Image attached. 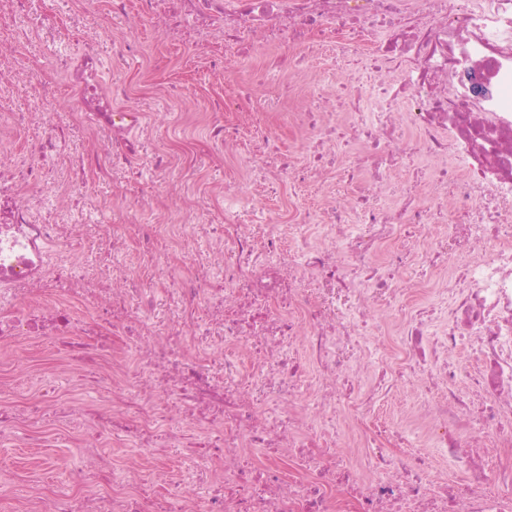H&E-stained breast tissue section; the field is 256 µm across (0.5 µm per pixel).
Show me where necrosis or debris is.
<instances>
[{
  "label": "necrosis or debris",
  "mask_w": 512,
  "mask_h": 512,
  "mask_svg": "<svg viewBox=\"0 0 512 512\" xmlns=\"http://www.w3.org/2000/svg\"><path fill=\"white\" fill-rule=\"evenodd\" d=\"M41 2L0 0V21L43 37L55 13ZM136 21L161 23L165 41L223 43L218 71L249 44L258 85L269 48L315 59L334 38L352 111L336 125L312 76L276 88L307 102L283 114L302 132V169L273 166L276 137L240 97L217 103L242 118L212 125L225 163L266 174L225 185L217 196L236 207L213 224L208 259L160 289L129 267L81 274L84 228L61 216L87 183L43 181L67 145L49 111L16 113L15 126L49 131L25 152L0 131V349L75 336L82 385L112 384L107 401L44 383L23 411L0 404L1 439L38 444V423L74 411L93 427L76 469L83 494L30 485L20 512H512V0H141ZM63 66L71 99L111 135L84 166L106 180L115 165L151 162L159 179L130 210L169 203L181 221L140 226L138 243L168 235L193 258L187 228L217 196H186L167 171L194 176L197 140L173 134L145 156L133 134L149 116L129 89L99 82L97 53ZM244 124L256 142L246 157ZM340 151L356 159V196L311 220L292 188ZM422 157L429 168L403 201L379 206ZM268 195L282 206L260 235L238 210ZM158 305L166 322L150 315ZM401 388L420 395L405 426L382 412ZM115 433L158 461L178 449L185 472L143 480L117 467L103 452Z\"/></svg>",
  "instance_id": "4bbe7bcc"
}]
</instances>
